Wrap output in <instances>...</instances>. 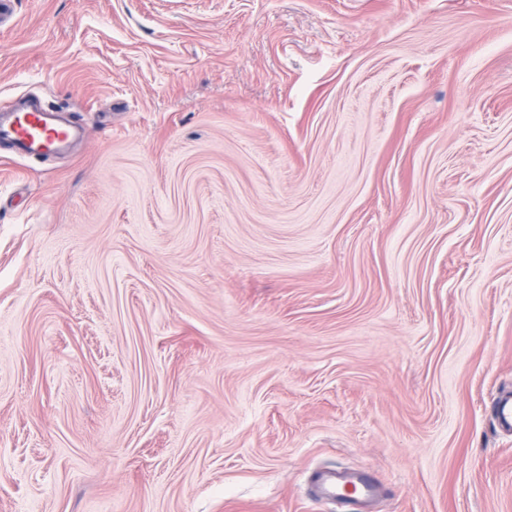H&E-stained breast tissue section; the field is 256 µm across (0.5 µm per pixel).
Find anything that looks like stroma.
<instances>
[{
	"mask_svg": "<svg viewBox=\"0 0 512 512\" xmlns=\"http://www.w3.org/2000/svg\"><path fill=\"white\" fill-rule=\"evenodd\" d=\"M0 512H512V0H17ZM0 112V144H8L18 158L63 151L81 133L50 106L19 104ZM379 491L378 482L370 475L331 470L323 477L320 496L337 506L353 509L356 503L375 497Z\"/></svg>",
	"mask_w": 512,
	"mask_h": 512,
	"instance_id": "1",
	"label": "stroma"
}]
</instances>
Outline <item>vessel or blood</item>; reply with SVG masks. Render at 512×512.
<instances>
[{
	"label": "vessel or blood",
	"instance_id": "b4317fda",
	"mask_svg": "<svg viewBox=\"0 0 512 512\" xmlns=\"http://www.w3.org/2000/svg\"><path fill=\"white\" fill-rule=\"evenodd\" d=\"M79 135V128L49 106L19 104L0 111V143L8 144L20 158L63 151ZM379 491L378 482L370 475L331 470L323 477L320 495L338 506L351 508Z\"/></svg>",
	"mask_w": 512,
	"mask_h": 512
}]
</instances>
